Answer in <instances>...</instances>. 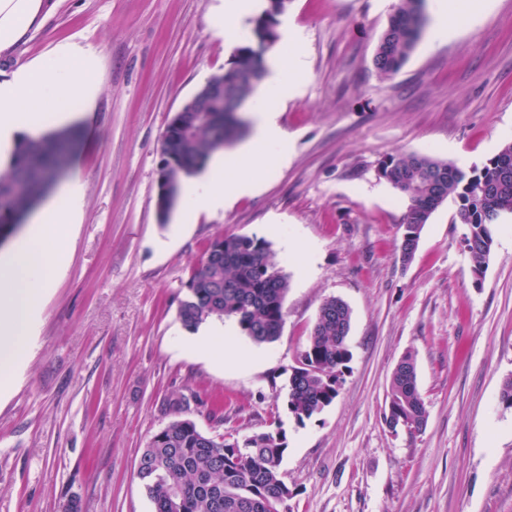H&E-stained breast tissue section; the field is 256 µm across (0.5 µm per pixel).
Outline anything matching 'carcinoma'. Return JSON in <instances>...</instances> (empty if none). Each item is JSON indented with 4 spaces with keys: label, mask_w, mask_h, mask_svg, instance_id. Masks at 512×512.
<instances>
[{
    "label": "carcinoma",
    "mask_w": 512,
    "mask_h": 512,
    "mask_svg": "<svg viewBox=\"0 0 512 512\" xmlns=\"http://www.w3.org/2000/svg\"><path fill=\"white\" fill-rule=\"evenodd\" d=\"M288 0H266L250 41L237 49L233 69L212 76L200 89L212 94L203 112H186L183 127L164 133L161 161L173 164L170 178L181 183L200 171L220 144H232L244 121L237 106L248 100L263 77L264 55L276 42L269 26ZM426 23L424 0H400L381 33L373 66L382 78L396 75L408 61ZM75 131L65 129L42 139H22L5 173L0 174V230L12 233L16 219L29 212L57 174L71 162ZM379 178L398 189L408 204L402 216L399 243L404 253L418 247L420 234L435 209L454 204L451 223L466 226V251L472 272L481 279L493 244L494 226L512 216V142L503 144L482 167L469 171L451 161L415 152L386 156ZM288 276L264 239L219 235L210 242L186 283L178 318L189 331L210 320H234L256 344L274 342L284 321ZM351 310L329 298L301 355V366L288 381L287 410L302 423L331 405L351 353L348 335ZM187 398L174 392L163 401L170 421L155 433L141 457L153 471L142 481L154 512H269L285 503L292 490L281 465L287 451L281 427L254 433L230 447L206 436L185 411ZM384 421L409 433L423 430L427 411L417 384L414 356L406 353L395 368L386 399Z\"/></svg>",
    "instance_id": "1"
}]
</instances>
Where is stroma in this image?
I'll return each mask as SVG.
<instances>
[{"label":"stroma","mask_w":512,"mask_h":512,"mask_svg":"<svg viewBox=\"0 0 512 512\" xmlns=\"http://www.w3.org/2000/svg\"><path fill=\"white\" fill-rule=\"evenodd\" d=\"M398 0H290L282 21L304 66L278 105L286 166L224 213L160 218L157 165L174 113L235 48L213 37L216 0H56L9 62L59 41L100 57L91 110L78 98L68 180L83 187L64 268L48 289L34 349L0 393V512H153L136 475L169 418L164 399L234 441L279 424L288 512H512V218L497 225L475 282L462 225L442 203L411 261L397 244L406 201L379 179L395 152L482 166L512 142V0L451 29L423 32L392 78L372 64ZM267 240L290 287L278 339L254 344L230 319L206 322L219 356L190 348L179 318L186 283L219 235ZM352 312L351 360L336 400L297 422L286 409L322 303ZM416 359L428 418L421 432L384 422L392 373ZM220 397L224 422L210 416Z\"/></svg>","instance_id":"1"}]
</instances>
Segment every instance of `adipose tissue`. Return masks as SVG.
I'll return each instance as SVG.
<instances>
[{"instance_id": "adipose-tissue-1", "label": "adipose tissue", "mask_w": 512, "mask_h": 512, "mask_svg": "<svg viewBox=\"0 0 512 512\" xmlns=\"http://www.w3.org/2000/svg\"><path fill=\"white\" fill-rule=\"evenodd\" d=\"M51 9L48 0H0V57L10 58ZM98 65L96 51L65 41L26 64L0 71V168L8 164L19 140L41 137L48 128L72 121L66 109L69 98L94 103L98 87L89 75ZM270 67L272 77L252 103L253 138L232 156L211 155L205 169L183 184L186 212L219 213L260 187L259 174L268 159L287 164V137L276 121L274 103L296 89L303 61L287 55L271 61ZM81 199L80 184L70 182L32 228L0 256V387L10 382L15 365L30 352V329L44 288L60 271Z\"/></svg>"}]
</instances>
